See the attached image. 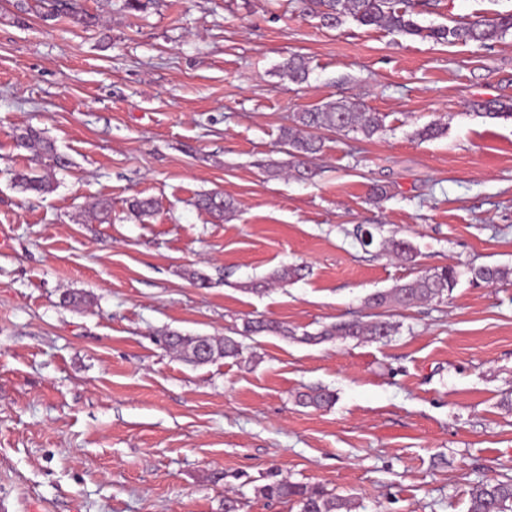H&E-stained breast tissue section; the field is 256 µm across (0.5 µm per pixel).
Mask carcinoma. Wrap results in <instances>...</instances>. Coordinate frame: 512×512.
Masks as SVG:
<instances>
[{
    "label": "carcinoma",
    "mask_w": 512,
    "mask_h": 512,
    "mask_svg": "<svg viewBox=\"0 0 512 512\" xmlns=\"http://www.w3.org/2000/svg\"><path fill=\"white\" fill-rule=\"evenodd\" d=\"M303 11L320 19L326 27L336 26L342 18L351 17L365 26H383L408 35L426 34L427 37L448 44H468L476 42L483 46L498 42L512 31V13L499 14L494 18H477L457 22L452 26L441 25L423 32L413 19L415 4L409 0H300ZM67 15L76 22L87 26L97 23V18L82 11L78 0H51L50 15ZM284 74L292 80H301L306 74V63L301 56H292L283 64ZM483 110L481 116L488 118L512 117V105L503 102L479 103ZM295 126L283 131L284 144L288 154L295 158L293 165L297 176L309 179L315 171L308 166V160L321 150V141L311 134L313 129H332L338 132H354L366 138L373 137L385 126V115L380 112H367L360 103L352 99H342L327 103L304 112H298L294 118ZM17 147L29 150L35 157L48 163L52 169L65 170L71 165L70 159L58 151L54 142L44 138L35 129L28 128L15 136ZM14 186L23 192L43 194L51 189L52 183L47 176H38L28 168L13 172ZM197 206L218 219L233 214V203L224 199L219 192L202 195ZM390 252L397 258L412 262L415 260L414 247L404 241H391ZM302 267H283L269 277V282L286 285L301 277ZM473 278L485 283H496L509 278L512 270L499 266H483L472 270ZM460 272L456 266L448 265L432 273H426L412 282L399 285L386 292L370 295L367 303L372 308L389 306L408 307L420 302L439 299L451 292L457 285ZM393 326L386 320L362 322L360 320L341 321L324 327L311 334L305 332L301 340L308 343H320L332 338H368L382 340L391 335ZM247 335L272 334L294 336L296 332L274 321L249 320L244 324ZM166 332L162 336L166 348L174 349L198 365L207 364L224 357H236L241 345L231 337L217 341L206 338L210 353L205 359H198L196 348L200 337L177 335ZM334 400L329 391H312L298 397L300 404L311 407H323ZM259 493L269 499L298 498L301 512H353L355 504L351 499L327 493L321 489L307 488L286 480H275L262 486ZM468 512H512V478L486 483L471 493Z\"/></svg>",
    "instance_id": "obj_1"
}]
</instances>
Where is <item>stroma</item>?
Returning <instances> with one entry per match:
<instances>
[{"label":"stroma","instance_id":"stroma-1","mask_svg":"<svg viewBox=\"0 0 512 512\" xmlns=\"http://www.w3.org/2000/svg\"><path fill=\"white\" fill-rule=\"evenodd\" d=\"M80 4L97 26L0 0V512H223L228 497L300 512L259 494L277 479L354 512H468L474 488L512 476V280H472L512 269V117L475 110L512 99V34L482 47L328 28L297 0ZM507 13L512 0H436L413 19ZM293 54L304 82L280 70ZM344 97L384 129L319 130L317 176L287 175L295 113ZM433 121L444 134L420 139ZM29 126L72 162L40 197L10 182L45 170L15 146ZM213 191L233 216L195 207ZM101 198L111 223L91 216ZM392 238L415 262L383 251ZM298 264L302 279L253 290ZM450 264L448 296L384 310L391 336L299 341ZM67 290L84 303L61 305ZM259 318L297 335L240 338L241 356L205 365L160 342ZM311 389L335 403L299 404Z\"/></svg>","mask_w":512,"mask_h":512}]
</instances>
